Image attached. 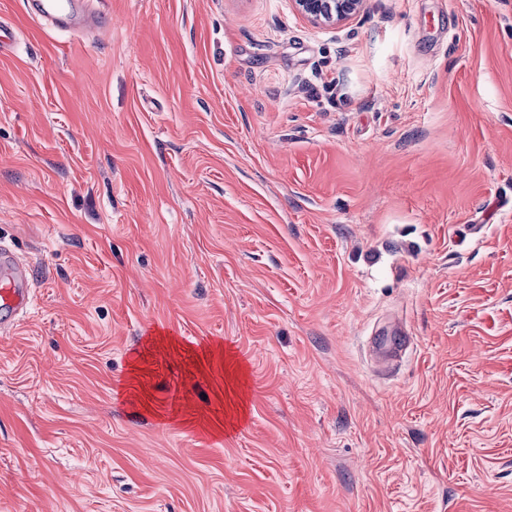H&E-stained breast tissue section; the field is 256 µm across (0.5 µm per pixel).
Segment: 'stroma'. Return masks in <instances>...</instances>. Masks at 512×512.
I'll list each match as a JSON object with an SVG mask.
<instances>
[{"label": "stroma", "instance_id": "obj_1", "mask_svg": "<svg viewBox=\"0 0 512 512\" xmlns=\"http://www.w3.org/2000/svg\"><path fill=\"white\" fill-rule=\"evenodd\" d=\"M91 5L0 0V512H512V0ZM296 11L318 25H341L362 9L365 0H292ZM16 270L19 277L0 273V308L6 309L13 321L23 315L32 302L30 289L19 284L20 279L27 282V273L31 270L20 265Z\"/></svg>", "mask_w": 512, "mask_h": 512}]
</instances>
